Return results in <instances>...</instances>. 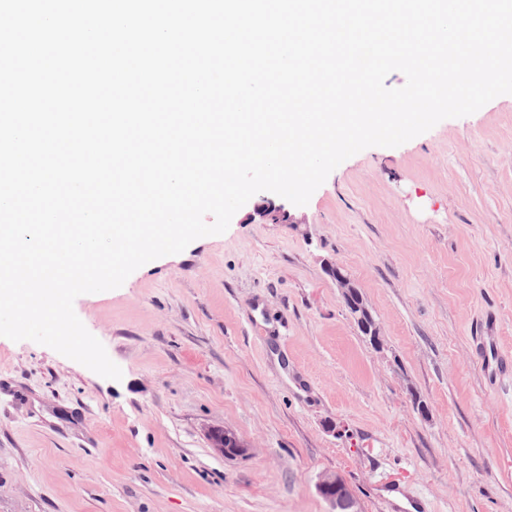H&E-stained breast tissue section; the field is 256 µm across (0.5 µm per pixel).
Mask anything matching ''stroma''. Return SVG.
<instances>
[{
	"instance_id": "obj_1",
	"label": "stroma",
	"mask_w": 512,
	"mask_h": 512,
	"mask_svg": "<svg viewBox=\"0 0 512 512\" xmlns=\"http://www.w3.org/2000/svg\"><path fill=\"white\" fill-rule=\"evenodd\" d=\"M74 310L122 378L0 336V512H331L324 472L360 512H391L384 485L512 512V372L489 378L475 333L492 318L512 359V94L355 154L307 205L258 192ZM214 428L247 454L216 453ZM327 271L335 281L336 287L340 289L342 300L350 314L354 317L360 331L363 335L369 336L371 344L376 348H383L384 344L379 328L360 290L341 266L337 264L336 266L331 265ZM342 478L335 474V473H324L319 476L318 482L316 484L318 492L326 499L328 500L335 509H345V510H336L340 512H358L357 509V501L356 499L351 495L348 494L349 490L345 483H343V486L340 487V490L342 492L340 493V498L346 497L344 500L340 499L336 495V489L341 484Z\"/></svg>"
}]
</instances>
